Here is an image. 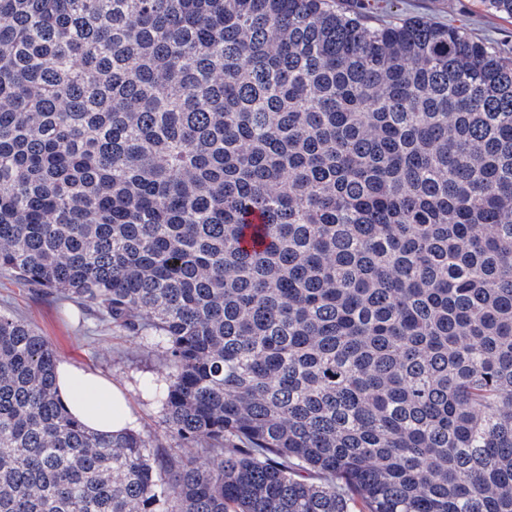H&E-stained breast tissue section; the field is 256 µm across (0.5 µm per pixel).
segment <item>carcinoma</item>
Masks as SVG:
<instances>
[{"label": "carcinoma", "instance_id": "carcinoma-1", "mask_svg": "<svg viewBox=\"0 0 512 512\" xmlns=\"http://www.w3.org/2000/svg\"><path fill=\"white\" fill-rule=\"evenodd\" d=\"M380 9L0 0V270L158 348L175 442L0 312V512H512V58Z\"/></svg>", "mask_w": 512, "mask_h": 512}]
</instances>
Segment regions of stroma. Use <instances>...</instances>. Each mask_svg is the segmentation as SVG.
Returning a JSON list of instances; mask_svg holds the SVG:
<instances>
[{
	"instance_id": "35a3bbf8",
	"label": "stroma",
	"mask_w": 512,
	"mask_h": 512,
	"mask_svg": "<svg viewBox=\"0 0 512 512\" xmlns=\"http://www.w3.org/2000/svg\"><path fill=\"white\" fill-rule=\"evenodd\" d=\"M384 18L438 21L462 27L472 37L495 46H512V19L488 13L481 0H394ZM0 311L30 323L59 361L87 366L112 379L125 390L138 416V433L170 446L162 404L144 389L147 382H161L166 377L156 348L123 335L97 316L80 312L71 301L25 286L1 271Z\"/></svg>"
}]
</instances>
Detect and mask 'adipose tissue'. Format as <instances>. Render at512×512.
<instances>
[{
  "label": "adipose tissue",
  "mask_w": 512,
  "mask_h": 512,
  "mask_svg": "<svg viewBox=\"0 0 512 512\" xmlns=\"http://www.w3.org/2000/svg\"><path fill=\"white\" fill-rule=\"evenodd\" d=\"M56 387L63 409L90 432L109 437L137 426L124 392L98 371L59 363Z\"/></svg>",
  "instance_id": "obj_1"
}]
</instances>
